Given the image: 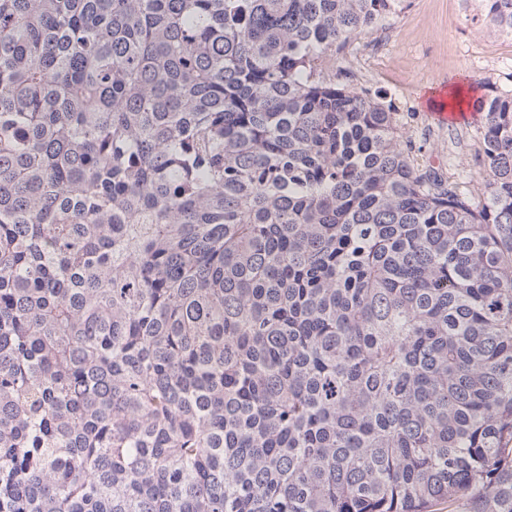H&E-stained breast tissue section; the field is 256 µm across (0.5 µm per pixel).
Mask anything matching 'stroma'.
Here are the masks:
<instances>
[{
	"label": "stroma",
	"mask_w": 512,
	"mask_h": 512,
	"mask_svg": "<svg viewBox=\"0 0 512 512\" xmlns=\"http://www.w3.org/2000/svg\"><path fill=\"white\" fill-rule=\"evenodd\" d=\"M381 28L364 30L335 60L338 81L391 100L424 163L474 186L484 171L480 123L441 124L425 105L431 89L492 80L512 86V39L489 36L476 0H409Z\"/></svg>",
	"instance_id": "stroma-1"
}]
</instances>
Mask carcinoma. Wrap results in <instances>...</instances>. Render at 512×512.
<instances>
[{
    "mask_svg": "<svg viewBox=\"0 0 512 512\" xmlns=\"http://www.w3.org/2000/svg\"><path fill=\"white\" fill-rule=\"evenodd\" d=\"M407 6L0 0V512H512V89L476 197L330 71Z\"/></svg>",
    "mask_w": 512,
    "mask_h": 512,
    "instance_id": "cac0c4a2",
    "label": "carcinoma"
}]
</instances>
